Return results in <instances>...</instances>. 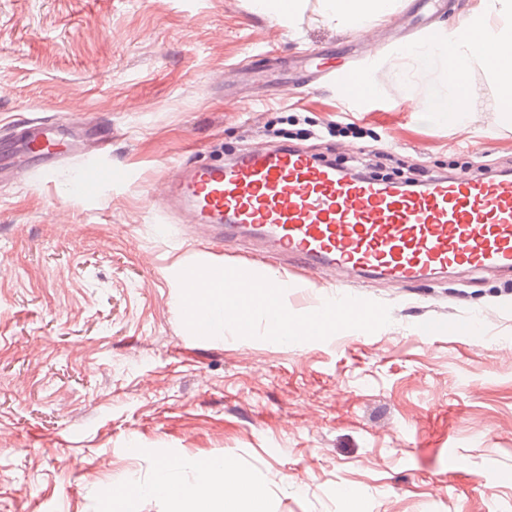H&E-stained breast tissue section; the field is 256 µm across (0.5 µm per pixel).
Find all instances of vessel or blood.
<instances>
[{
    "label": "vessel or blood",
    "mask_w": 512,
    "mask_h": 512,
    "mask_svg": "<svg viewBox=\"0 0 512 512\" xmlns=\"http://www.w3.org/2000/svg\"><path fill=\"white\" fill-rule=\"evenodd\" d=\"M308 75L356 82L355 69L322 52ZM73 149L55 123L36 121L1 166L53 168ZM167 206L186 213L195 237L249 235L266 251L340 284L384 278L405 284L462 269L512 274V174L434 176L412 187L361 176L297 145L257 147L217 165H181Z\"/></svg>",
    "instance_id": "b4317fda"
}]
</instances>
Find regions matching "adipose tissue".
<instances>
[{"label": "adipose tissue", "instance_id": "adipose-tissue-1", "mask_svg": "<svg viewBox=\"0 0 512 512\" xmlns=\"http://www.w3.org/2000/svg\"><path fill=\"white\" fill-rule=\"evenodd\" d=\"M323 16L337 27L360 31L388 21L400 0H319ZM174 462H162L160 476L150 487L131 484L113 490L111 499L121 512H140V502L150 494L165 498L170 512H263L262 495L234 463L226 457L203 458L196 462L193 483L172 482Z\"/></svg>", "mask_w": 512, "mask_h": 512}]
</instances>
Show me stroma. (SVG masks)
<instances>
[{
	"mask_svg": "<svg viewBox=\"0 0 512 512\" xmlns=\"http://www.w3.org/2000/svg\"><path fill=\"white\" fill-rule=\"evenodd\" d=\"M389 29H338L318 0L293 34L252 0H0V151L36 120L89 141L0 185V512H99L163 460L189 484L215 456L266 512H512V278L352 282L391 322L324 341L200 338L183 323L188 264L286 282L295 314L336 285L248 238L188 237L163 205L179 165L231 160L275 128L396 181L512 171V123L482 71L462 129L418 118L393 65L353 109L294 68L314 49L390 55ZM93 168L107 178L71 193ZM429 319L443 330L423 335Z\"/></svg>",
	"mask_w": 512,
	"mask_h": 512,
	"instance_id": "1",
	"label": "stroma"
}]
</instances>
